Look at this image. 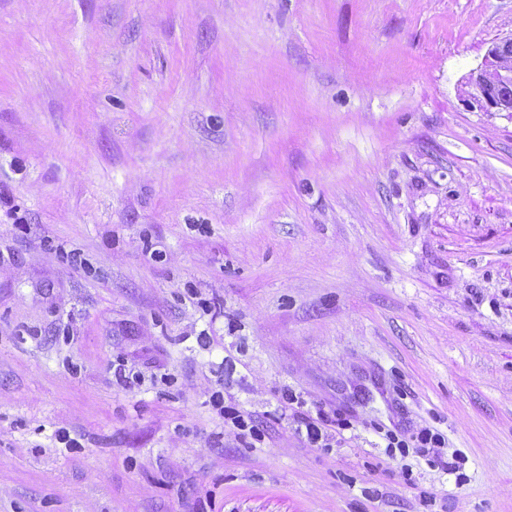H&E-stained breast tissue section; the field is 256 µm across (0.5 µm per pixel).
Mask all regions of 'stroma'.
Returning <instances> with one entry per match:
<instances>
[{"label":"stroma","instance_id":"stroma-1","mask_svg":"<svg viewBox=\"0 0 512 512\" xmlns=\"http://www.w3.org/2000/svg\"><path fill=\"white\" fill-rule=\"evenodd\" d=\"M510 35L0 0V512H512V114L466 103Z\"/></svg>","mask_w":512,"mask_h":512}]
</instances>
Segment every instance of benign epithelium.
I'll return each mask as SVG.
<instances>
[{
  "mask_svg": "<svg viewBox=\"0 0 512 512\" xmlns=\"http://www.w3.org/2000/svg\"><path fill=\"white\" fill-rule=\"evenodd\" d=\"M468 84L474 93L469 95L470 106L481 112H511L512 96L501 88L512 85V66L503 60L501 43L489 46L482 64L470 72Z\"/></svg>",
  "mask_w": 512,
  "mask_h": 512,
  "instance_id": "benign-epithelium-1",
  "label": "benign epithelium"
}]
</instances>
